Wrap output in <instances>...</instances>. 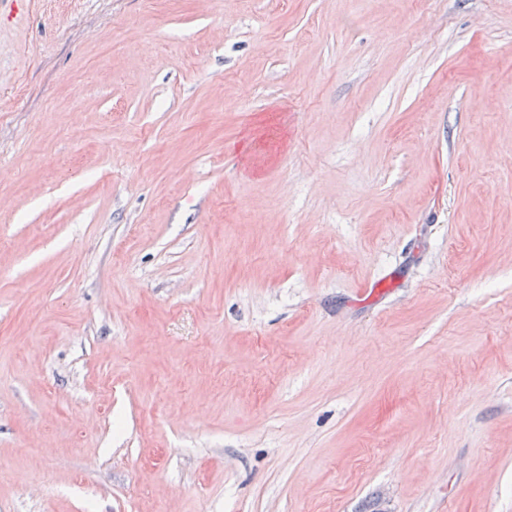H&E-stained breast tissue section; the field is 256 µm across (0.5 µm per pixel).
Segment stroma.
I'll list each match as a JSON object with an SVG mask.
<instances>
[{
    "label": "stroma",
    "instance_id": "stroma-1",
    "mask_svg": "<svg viewBox=\"0 0 512 512\" xmlns=\"http://www.w3.org/2000/svg\"><path fill=\"white\" fill-rule=\"evenodd\" d=\"M1 96L0 512H512V0H32Z\"/></svg>",
    "mask_w": 512,
    "mask_h": 512
}]
</instances>
